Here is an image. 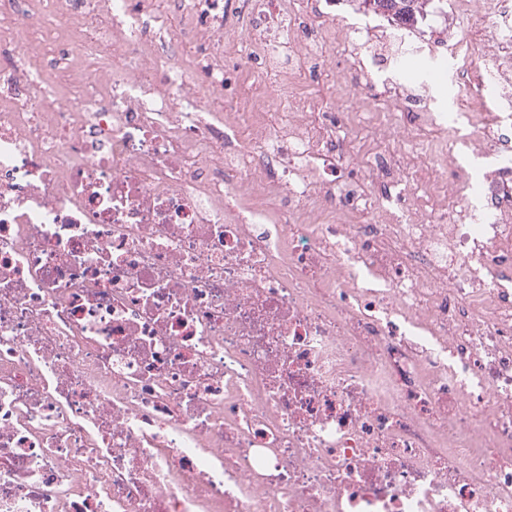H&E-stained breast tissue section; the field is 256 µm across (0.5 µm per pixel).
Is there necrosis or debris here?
Returning <instances> with one entry per match:
<instances>
[{
    "label": "necrosis or debris",
    "mask_w": 512,
    "mask_h": 512,
    "mask_svg": "<svg viewBox=\"0 0 512 512\" xmlns=\"http://www.w3.org/2000/svg\"><path fill=\"white\" fill-rule=\"evenodd\" d=\"M325 3L0 0V512H512V169L428 83L364 111L334 13L494 157L512 0ZM231 53L348 109L229 111ZM301 90L304 92H314L319 90L322 95L324 102H327L328 107H333L343 112L345 109L344 103L336 100V88L332 79V76L328 73L318 76L314 81L309 82L307 85L302 86ZM335 91V96L333 92ZM431 94L444 105L447 112H460L461 102H457V88L448 76L442 82L432 85Z\"/></svg>",
    "instance_id": "1"
}]
</instances>
